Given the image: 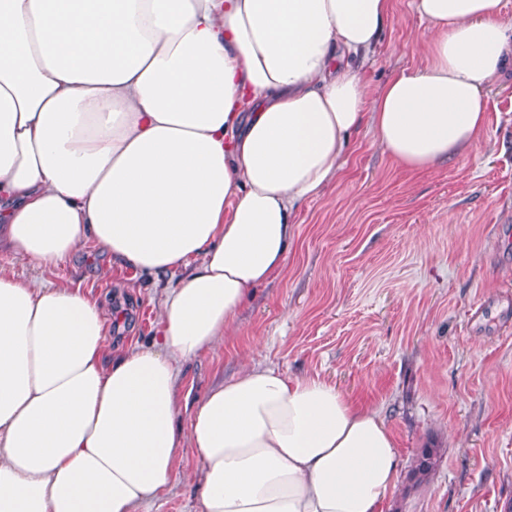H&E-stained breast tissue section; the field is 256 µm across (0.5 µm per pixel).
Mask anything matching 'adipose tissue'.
Segmentation results:
<instances>
[{"label": "adipose tissue", "instance_id": "obj_1", "mask_svg": "<svg viewBox=\"0 0 512 512\" xmlns=\"http://www.w3.org/2000/svg\"><path fill=\"white\" fill-rule=\"evenodd\" d=\"M412 7L425 63L373 94L356 61L392 0H0V244L186 272L120 349L81 288L0 272V512H136L188 447L198 512H384L395 437L331 382L245 365L176 417L182 364L286 269L364 121L411 171L477 146L506 2Z\"/></svg>", "mask_w": 512, "mask_h": 512}]
</instances>
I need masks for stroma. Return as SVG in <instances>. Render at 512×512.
Instances as JSON below:
<instances>
[{
  "label": "stroma",
  "mask_w": 512,
  "mask_h": 512,
  "mask_svg": "<svg viewBox=\"0 0 512 512\" xmlns=\"http://www.w3.org/2000/svg\"><path fill=\"white\" fill-rule=\"evenodd\" d=\"M411 0L362 71L380 88L424 63L426 26ZM476 148L431 170L401 169L371 124L351 135L347 163L318 197L299 203L285 273L258 288L218 348L183 365L181 393L199 398L248 363L317 376L377 409L395 435L401 470L384 512H512V68L486 97ZM0 270L79 285L104 301L111 343L147 344L169 277L111 264L85 244L68 262L38 266L0 250ZM436 449L420 486V449ZM185 449L165 495L138 512H197Z\"/></svg>",
  "instance_id": "stroma-1"
}]
</instances>
